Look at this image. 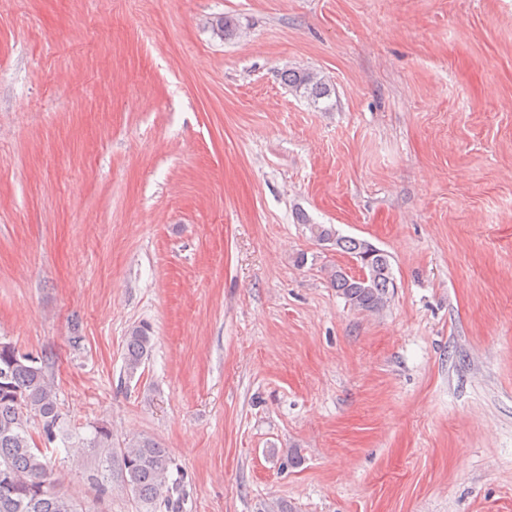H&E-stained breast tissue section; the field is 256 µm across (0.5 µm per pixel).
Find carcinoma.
Segmentation results:
<instances>
[{
  "mask_svg": "<svg viewBox=\"0 0 512 512\" xmlns=\"http://www.w3.org/2000/svg\"><path fill=\"white\" fill-rule=\"evenodd\" d=\"M292 91L313 101L330 96L329 84L310 71L285 74ZM314 239L332 245L353 257L367 253V242L336 236L325 224L309 225ZM361 274L354 276L336 266L327 277L336 294L351 307L375 311L384 306L394 287L392 272L374 257L360 259ZM153 350L151 328L145 323L133 326L126 339L123 373L133 379ZM37 425L44 444L67 439L65 420L54 386L41 359L22 353L11 343L0 341V512H77L76 503L54 492L50 461L44 450L33 443L31 425ZM123 465L128 485L146 508L173 505L174 487L168 483L171 458L166 449L150 438H137L124 448Z\"/></svg>",
  "mask_w": 512,
  "mask_h": 512,
  "instance_id": "obj_1",
  "label": "carcinoma"
}]
</instances>
